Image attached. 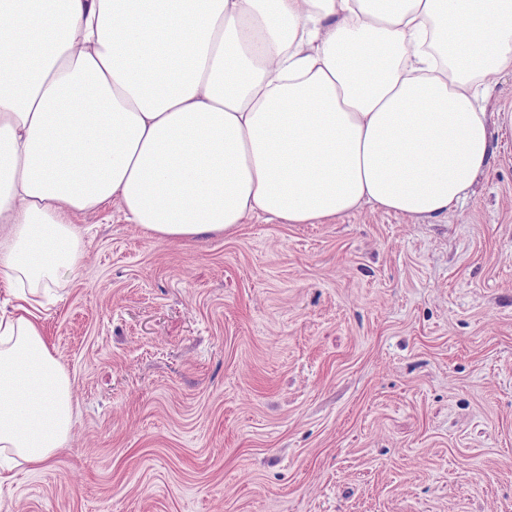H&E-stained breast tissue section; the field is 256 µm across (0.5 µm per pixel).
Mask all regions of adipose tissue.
Listing matches in <instances>:
<instances>
[{"mask_svg": "<svg viewBox=\"0 0 512 512\" xmlns=\"http://www.w3.org/2000/svg\"><path fill=\"white\" fill-rule=\"evenodd\" d=\"M508 69L512 0H0V487L72 431L41 320L79 215L171 241L448 214Z\"/></svg>", "mask_w": 512, "mask_h": 512, "instance_id": "1", "label": "adipose tissue"}]
</instances>
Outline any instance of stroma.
<instances>
[{
  "label": "stroma",
  "mask_w": 512,
  "mask_h": 512,
  "mask_svg": "<svg viewBox=\"0 0 512 512\" xmlns=\"http://www.w3.org/2000/svg\"><path fill=\"white\" fill-rule=\"evenodd\" d=\"M467 201L161 241L117 209L43 315L74 426L0 512H512V72Z\"/></svg>",
  "instance_id": "1"
}]
</instances>
